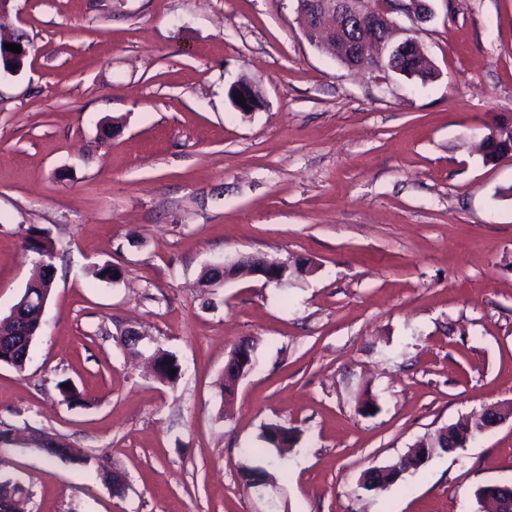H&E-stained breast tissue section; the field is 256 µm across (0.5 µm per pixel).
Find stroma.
<instances>
[{"mask_svg":"<svg viewBox=\"0 0 512 512\" xmlns=\"http://www.w3.org/2000/svg\"><path fill=\"white\" fill-rule=\"evenodd\" d=\"M430 5L423 85L322 54L294 0H10L0 39L30 48L0 71L1 317L35 267L28 229L55 244L30 361L0 366V429L22 436L0 445V476L29 512H485L478 489L512 482L509 420L359 486L512 402V157L478 150L512 114V0ZM243 79L261 92L249 113L228 96ZM240 254L310 271L201 287ZM131 327L137 358L116 342ZM246 338L257 365L228 401L224 362ZM158 347L176 383L149 374ZM268 424L297 442L260 493L242 468ZM43 433L78 460L34 448ZM153 355L157 356L158 378L161 381L175 382L180 378L181 367L176 355L160 347L155 349ZM169 369H176V374L170 376Z\"/></svg>","mask_w":512,"mask_h":512,"instance_id":"stroma-1","label":"stroma"}]
</instances>
